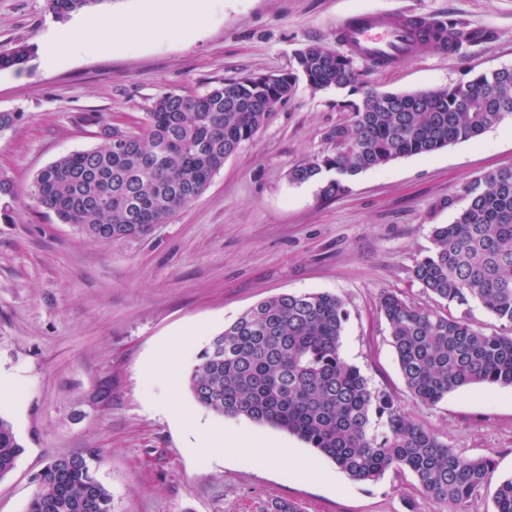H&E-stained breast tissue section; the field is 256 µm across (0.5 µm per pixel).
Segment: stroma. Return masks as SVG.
<instances>
[{"label":"stroma","instance_id":"obj_1","mask_svg":"<svg viewBox=\"0 0 512 512\" xmlns=\"http://www.w3.org/2000/svg\"><path fill=\"white\" fill-rule=\"evenodd\" d=\"M144 7V0H104L59 22L47 0H0V51L34 49L21 68L0 70V112L24 115L0 132V181L11 187L0 193V374L15 381L0 415L24 448L0 480V512H26L31 477L51 457L90 448L103 452L97 477L113 512H266L279 500L302 512H446L410 472L353 481L297 437L215 416L186 383L164 382V347L178 345L189 370L212 335L281 293L338 296L348 312L344 359L459 455L492 457L494 480L511 477L512 388L466 387L436 405L417 404L378 299L392 291L432 306L412 268L431 246L433 225L454 220L448 201L463 184L512 168V118L475 139L360 173L349 192L325 200L289 173L332 152L327 133L351 114L339 105L342 93L302 80L206 191L148 236H82L46 212L31 187L61 156L100 145L84 114L139 130L161 93L198 96L227 78L292 70L305 45L336 48L337 22L360 10L430 14L494 33L450 58L387 69L354 60L361 87L434 89L512 67V0H214L202 27L162 24L151 40L63 52L46 63L44 44L55 33L90 40L98 29L143 17ZM170 406L228 435L250 432L284 454L271 463L228 447L209 457L190 427L170 420Z\"/></svg>","mask_w":512,"mask_h":512}]
</instances>
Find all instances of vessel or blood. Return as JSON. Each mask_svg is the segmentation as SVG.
Here are the masks:
<instances>
[{"label":"vessel or blood","mask_w":512,"mask_h":512,"mask_svg":"<svg viewBox=\"0 0 512 512\" xmlns=\"http://www.w3.org/2000/svg\"><path fill=\"white\" fill-rule=\"evenodd\" d=\"M336 36L355 57L375 68L400 59L447 57L467 41L464 29L426 14L367 10L348 15L337 24Z\"/></svg>","instance_id":"vessel-or-blood-1"}]
</instances>
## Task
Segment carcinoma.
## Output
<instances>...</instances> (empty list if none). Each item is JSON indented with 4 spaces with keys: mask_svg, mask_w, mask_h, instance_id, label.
<instances>
[{
    "mask_svg": "<svg viewBox=\"0 0 512 512\" xmlns=\"http://www.w3.org/2000/svg\"><path fill=\"white\" fill-rule=\"evenodd\" d=\"M105 0H48L63 21ZM33 48L0 53V69L27 62ZM297 71L271 85L257 74L226 79L197 97L160 94L141 131L123 133L101 116L104 143L64 155L33 182L38 203L98 241L140 238L194 202L243 142L291 96L299 79L316 90L361 94L343 102L349 122L330 130L336 151L296 165L290 179L317 184L332 199L351 180L407 156L468 141L512 117V68L480 72L448 87L410 92L359 91L352 59L309 44ZM465 204L450 224H436L432 247L413 277L443 301L421 308L385 291L379 299L400 373L414 400L434 406L474 385L512 387V168L467 182ZM477 303L501 324L486 333L445 305ZM347 311L328 292L281 293L252 306L210 337L187 377L195 401L218 417H245L297 436L358 482L389 471L412 473L419 489L447 512H465L487 488L490 458L467 459L373 388L341 354ZM22 445L0 416V479L15 468ZM102 451L50 458L34 475L27 512H112V495L95 475ZM495 512H512V477L493 495Z\"/></svg>",
    "mask_w": 512,
    "mask_h": 512,
    "instance_id": "cac0c4a2",
    "label": "carcinoma"
}]
</instances>
